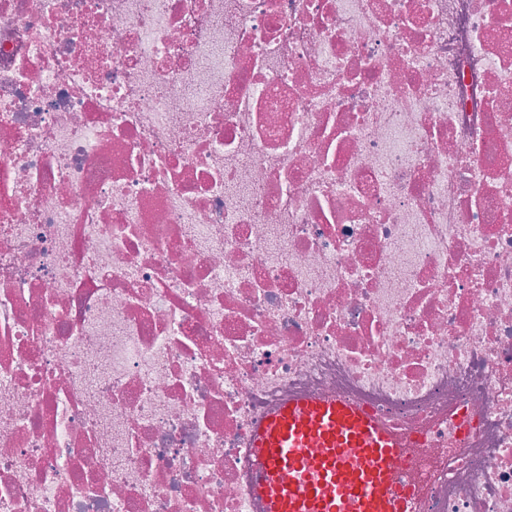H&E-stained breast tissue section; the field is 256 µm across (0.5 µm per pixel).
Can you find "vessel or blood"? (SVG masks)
<instances>
[{
    "mask_svg": "<svg viewBox=\"0 0 512 512\" xmlns=\"http://www.w3.org/2000/svg\"><path fill=\"white\" fill-rule=\"evenodd\" d=\"M250 442L265 512H400L404 450L346 400L288 401Z\"/></svg>",
    "mask_w": 512,
    "mask_h": 512,
    "instance_id": "b4317fda",
    "label": "vessel or blood"
}]
</instances>
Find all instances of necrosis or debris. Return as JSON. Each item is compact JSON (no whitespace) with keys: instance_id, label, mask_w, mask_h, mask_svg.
Listing matches in <instances>:
<instances>
[{"instance_id":"obj_1","label":"necrosis or debris","mask_w":512,"mask_h":512,"mask_svg":"<svg viewBox=\"0 0 512 512\" xmlns=\"http://www.w3.org/2000/svg\"><path fill=\"white\" fill-rule=\"evenodd\" d=\"M296 397L512 512V0H0V512H264Z\"/></svg>"}]
</instances>
